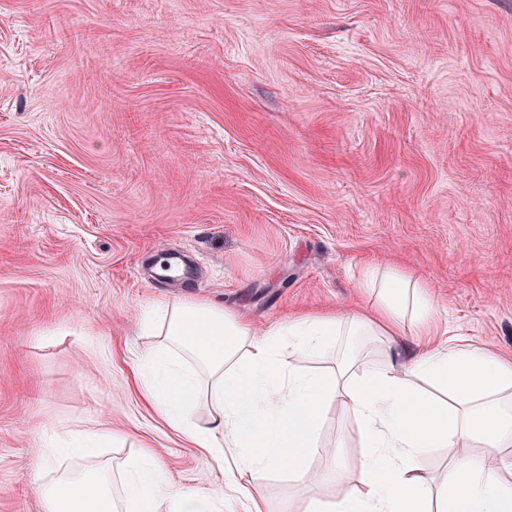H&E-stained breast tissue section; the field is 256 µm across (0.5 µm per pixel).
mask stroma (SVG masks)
<instances>
[{
    "instance_id": "35a3bbf8",
    "label": "stroma",
    "mask_w": 512,
    "mask_h": 512,
    "mask_svg": "<svg viewBox=\"0 0 512 512\" xmlns=\"http://www.w3.org/2000/svg\"><path fill=\"white\" fill-rule=\"evenodd\" d=\"M171 253L191 282L153 280ZM387 263L512 355V0H0V512H43L45 435L95 423L209 489L134 389L143 310L264 330Z\"/></svg>"
}]
</instances>
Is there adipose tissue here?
I'll list each match as a JSON object with an SVG mask.
<instances>
[{"mask_svg": "<svg viewBox=\"0 0 512 512\" xmlns=\"http://www.w3.org/2000/svg\"><path fill=\"white\" fill-rule=\"evenodd\" d=\"M354 286L375 302L261 332L204 300L143 311L154 343L136 362V390L221 479L205 491L172 482L148 448L101 457L115 437L95 424L44 442V468L56 475L42 490L44 512H266L258 490L275 474L288 476L304 512H512V358L454 344L429 284L397 267H366ZM342 336L407 340L413 350L379 361L352 346L329 371L295 366ZM334 400L356 419L363 460L344 496L326 502L310 495V462L340 465L344 435L331 449L319 442ZM439 448L455 454L437 481L420 460Z\"/></svg>", "mask_w": 512, "mask_h": 512, "instance_id": "1", "label": "adipose tissue"}]
</instances>
